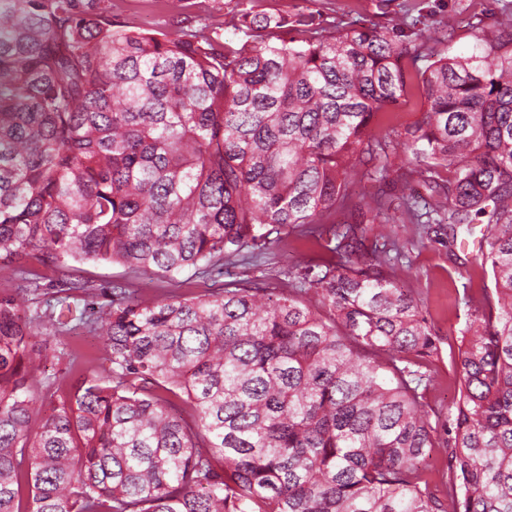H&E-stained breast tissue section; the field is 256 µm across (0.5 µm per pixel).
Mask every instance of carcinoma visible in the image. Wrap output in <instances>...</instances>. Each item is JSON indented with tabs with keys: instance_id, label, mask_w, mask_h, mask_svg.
Returning <instances> with one entry per match:
<instances>
[{
	"instance_id": "obj_1",
	"label": "carcinoma",
	"mask_w": 512,
	"mask_h": 512,
	"mask_svg": "<svg viewBox=\"0 0 512 512\" xmlns=\"http://www.w3.org/2000/svg\"><path fill=\"white\" fill-rule=\"evenodd\" d=\"M227 23L235 48L206 23L122 29L108 0H0V270L15 281L0 294V512H512V12L476 28L470 55L417 18L336 29L251 8ZM412 81L419 116L376 128ZM357 171L422 182L428 211L353 200ZM338 212L341 230L319 233ZM366 222L446 224L450 246L481 225L491 284L449 346L445 415L424 404L441 338L388 252L360 250ZM290 228L322 256L288 265L279 292L147 300L117 281L88 315L94 284L67 277L44 307L15 299L38 295L32 257L193 277ZM34 324L49 327L38 347ZM79 325L105 364L36 381ZM445 456L441 448H433L425 460V466L430 473L433 484L436 486L437 493L444 496L446 493V478L444 473Z\"/></svg>"
}]
</instances>
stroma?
I'll return each mask as SVG.
<instances>
[{
    "mask_svg": "<svg viewBox=\"0 0 512 512\" xmlns=\"http://www.w3.org/2000/svg\"><path fill=\"white\" fill-rule=\"evenodd\" d=\"M113 21L133 31L154 33L179 25H193L204 16L223 20L230 11L255 7L267 11L313 13L316 20L327 25H343L353 21H373L382 25L401 22L404 10L417 6L424 23L441 27L450 23L448 51L469 54L476 40V27L492 23L503 12L512 11V0H184L181 13H171L166 0H110ZM419 224H392L388 235L402 247V255L392 265L391 275L400 285L420 292L426 299L424 315L434 329L444 337L459 336L469 320V298L478 297L483 282L480 277H468L475 268L478 250L472 236L459 234L456 246H448L446 236L423 239ZM315 240L290 232L274 253L264 255L248 266L228 265L223 275L197 276L180 282L167 277L128 273L119 265L93 262L63 265H43L28 259L27 267L37 271L43 286L74 275L91 279L95 284L109 286L116 281L126 282L130 289L145 298H163L191 292L205 294L224 284L248 279L272 288H284L288 283L283 270L288 263L306 261L320 256ZM77 359H48L36 373L38 380L71 372L79 376L91 366L100 364L103 353L97 338L84 329H77L69 338Z\"/></svg>",
    "mask_w": 512,
    "mask_h": 512,
    "instance_id": "35a3bbf8",
    "label": "stroma"
}]
</instances>
